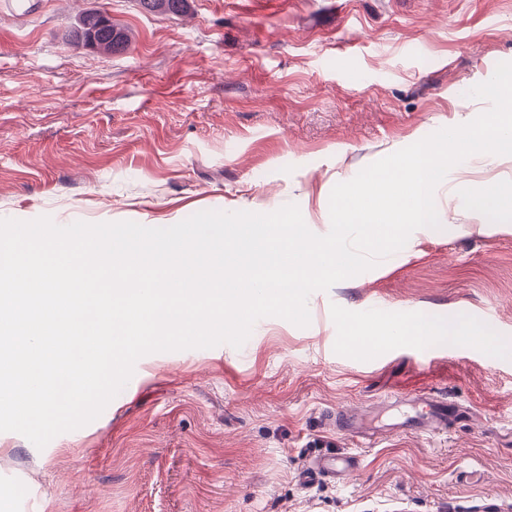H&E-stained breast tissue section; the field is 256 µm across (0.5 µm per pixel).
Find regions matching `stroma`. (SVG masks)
I'll return each instance as SVG.
<instances>
[{"mask_svg":"<svg viewBox=\"0 0 512 512\" xmlns=\"http://www.w3.org/2000/svg\"><path fill=\"white\" fill-rule=\"evenodd\" d=\"M0 16V218L175 225L206 210L294 203L330 229L333 187L489 109L469 97L512 62V0H32ZM105 8L117 55L77 43ZM434 193L441 226L308 298L311 322L258 320L241 348L141 357L88 425L36 448L0 432V512H512V161L474 160ZM414 316L435 336L351 349L357 327ZM465 327L449 338V321ZM439 393L462 408L438 440L372 447L325 412ZM357 455L346 484L312 459ZM188 0H137L139 8L145 13H161L178 17L184 12Z\"/></svg>","mask_w":512,"mask_h":512,"instance_id":"stroma-1","label":"stroma"}]
</instances>
